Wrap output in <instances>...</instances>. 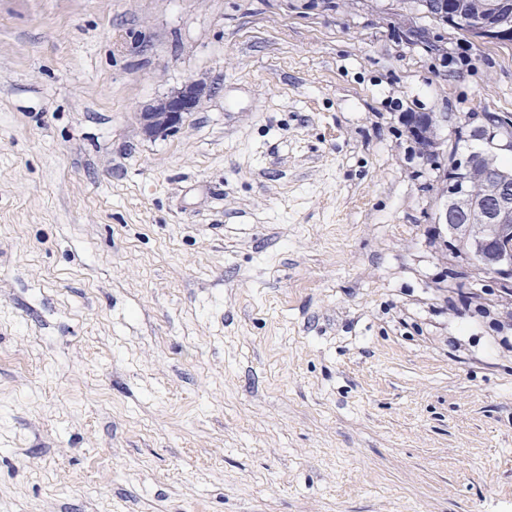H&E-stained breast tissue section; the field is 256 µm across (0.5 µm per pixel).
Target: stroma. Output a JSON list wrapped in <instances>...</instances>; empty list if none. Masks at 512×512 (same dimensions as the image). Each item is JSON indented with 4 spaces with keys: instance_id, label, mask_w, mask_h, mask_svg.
Here are the masks:
<instances>
[{
    "instance_id": "stroma-1",
    "label": "stroma",
    "mask_w": 512,
    "mask_h": 512,
    "mask_svg": "<svg viewBox=\"0 0 512 512\" xmlns=\"http://www.w3.org/2000/svg\"><path fill=\"white\" fill-rule=\"evenodd\" d=\"M332 2L0 0V512H512V294L437 220L512 47ZM202 79H190L182 88L149 104L141 111L142 129L148 136L167 135L182 127L212 93Z\"/></svg>"
}]
</instances>
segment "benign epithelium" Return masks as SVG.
<instances>
[{
    "label": "benign epithelium",
    "mask_w": 512,
    "mask_h": 512,
    "mask_svg": "<svg viewBox=\"0 0 512 512\" xmlns=\"http://www.w3.org/2000/svg\"><path fill=\"white\" fill-rule=\"evenodd\" d=\"M437 17L453 28L465 25L464 16L449 0H442ZM469 28L477 41L512 43V29L492 18ZM211 93L207 81L188 80L179 90L141 111L143 131L152 137L177 131ZM433 124L430 115H418L413 120V130L426 147L433 144ZM451 167L454 172L446 186L449 204L444 214L448 232L476 269L493 271L499 286L512 292V209L502 205L503 196L512 187V176L493 186L483 185L470 163L454 161Z\"/></svg>",
    "instance_id": "benign-epithelium-1"
}]
</instances>
